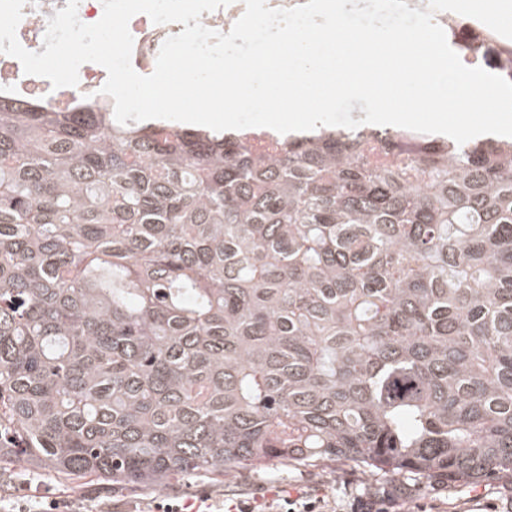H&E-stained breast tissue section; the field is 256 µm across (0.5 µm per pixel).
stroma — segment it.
<instances>
[{
  "instance_id": "stroma-1",
  "label": "stroma",
  "mask_w": 512,
  "mask_h": 512,
  "mask_svg": "<svg viewBox=\"0 0 512 512\" xmlns=\"http://www.w3.org/2000/svg\"><path fill=\"white\" fill-rule=\"evenodd\" d=\"M288 495L323 499L327 512H354L365 499L388 501L394 512H512V481L507 479L423 484L406 475L372 476L345 460L314 468L273 460L234 469L221 480L182 476L156 490L93 478L66 480L11 458L0 460V505L5 507L16 502L39 507L54 499L67 512H157L163 500L189 504L205 496L214 512L243 501L257 512H278L280 499Z\"/></svg>"
}]
</instances>
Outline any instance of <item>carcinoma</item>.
I'll return each instance as SVG.
<instances>
[{"instance_id":"cac0c4a2","label":"carcinoma","mask_w":512,"mask_h":512,"mask_svg":"<svg viewBox=\"0 0 512 512\" xmlns=\"http://www.w3.org/2000/svg\"><path fill=\"white\" fill-rule=\"evenodd\" d=\"M261 133L0 99V459L512 477V137Z\"/></svg>"}]
</instances>
